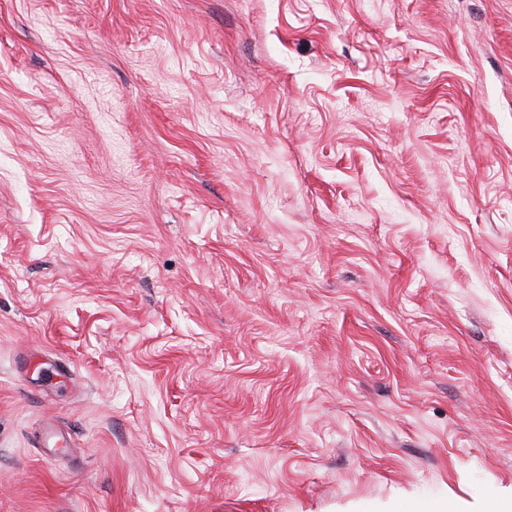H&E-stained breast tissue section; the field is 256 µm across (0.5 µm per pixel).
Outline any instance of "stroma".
<instances>
[{"label": "stroma", "instance_id": "1", "mask_svg": "<svg viewBox=\"0 0 512 512\" xmlns=\"http://www.w3.org/2000/svg\"><path fill=\"white\" fill-rule=\"evenodd\" d=\"M512 496V0H0V512Z\"/></svg>", "mask_w": 512, "mask_h": 512}]
</instances>
